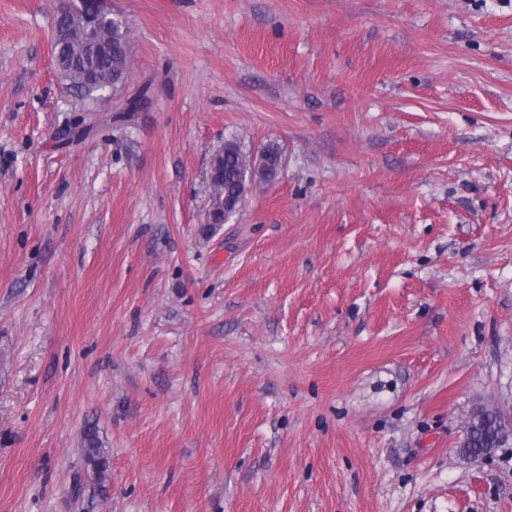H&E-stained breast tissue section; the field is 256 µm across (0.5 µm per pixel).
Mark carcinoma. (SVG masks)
I'll list each match as a JSON object with an SVG mask.
<instances>
[{
  "label": "carcinoma",
  "mask_w": 512,
  "mask_h": 512,
  "mask_svg": "<svg viewBox=\"0 0 512 512\" xmlns=\"http://www.w3.org/2000/svg\"><path fill=\"white\" fill-rule=\"evenodd\" d=\"M96 39L106 48L103 53H93L85 48V19L79 13H72L59 21L56 39L68 45V54L59 60L58 68L69 81V89L82 100H97L109 86L124 82L129 71L128 34L114 21H99ZM280 165L276 149H263V158L252 166L248 154L240 145L228 140L224 147L211 157L210 173L213 194L209 212L212 223H219L216 213L224 210V203L234 198L241 177L252 182H270ZM499 434L498 414L492 410H480L478 420L471 426L467 450L474 454L485 453L497 443ZM81 454L85 466L102 480L108 469V458L98 437L97 429L89 426L83 433Z\"/></svg>",
  "instance_id": "cac0c4a2"
}]
</instances>
